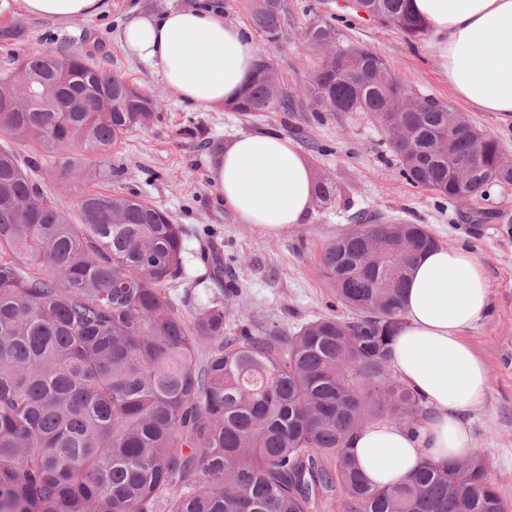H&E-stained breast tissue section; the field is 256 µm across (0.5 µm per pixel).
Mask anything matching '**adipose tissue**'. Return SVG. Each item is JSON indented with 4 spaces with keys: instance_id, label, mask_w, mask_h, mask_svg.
<instances>
[{
    "instance_id": "1",
    "label": "adipose tissue",
    "mask_w": 512,
    "mask_h": 512,
    "mask_svg": "<svg viewBox=\"0 0 512 512\" xmlns=\"http://www.w3.org/2000/svg\"><path fill=\"white\" fill-rule=\"evenodd\" d=\"M111 5L0 0V14L85 20ZM410 6L427 30L425 53L455 95L480 111L512 114V0H411ZM122 40L157 70L166 90L204 110L236 99L258 59L250 33L199 0L137 14ZM214 184L226 209L272 234L307 223L314 210L316 176L293 142L275 132L242 133L227 142ZM488 311L489 284L475 254L441 246L416 261L392 365L434 416L416 433L379 422L354 434L351 453L369 482L391 487L425 464L473 455L467 415L483 406L490 377L464 335Z\"/></svg>"
}]
</instances>
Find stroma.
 <instances>
[{"instance_id": "obj_1", "label": "stroma", "mask_w": 512, "mask_h": 512, "mask_svg": "<svg viewBox=\"0 0 512 512\" xmlns=\"http://www.w3.org/2000/svg\"><path fill=\"white\" fill-rule=\"evenodd\" d=\"M179 2L112 0L108 14L91 20L0 16V29L16 33L14 41L0 42V74L12 71L25 56L64 49L88 56L142 92L161 94L154 120L113 147L111 187L140 195L187 229L183 257L188 272L201 266L198 233L212 230L225 255L235 259L238 293L230 297L225 319L231 332L251 328L256 321L294 331L320 316L343 315L320 275L319 257L329 241L353 227L359 213L387 224H423L440 245L473 251L490 284V307L465 338L485 363L490 385L483 406L468 419L477 455L486 459L491 478L512 502V185L490 186L481 196L456 204L408 183L387 149L389 132L378 116L316 112L303 89L323 66L325 52L308 40L307 32L332 24L336 48L375 53L386 62L391 79L414 96L463 112L510 155L512 116L482 112L458 99L435 59L421 51V37H408L368 16L358 0H283L279 41L253 33L260 55L279 68L283 90L293 95V111L246 114L193 108L165 92L155 68L130 55L121 38L133 7L161 13ZM261 129L292 140L318 179L334 188L329 200L315 203L308 223L273 235L225 209L212 179L225 142Z\"/></svg>"}]
</instances>
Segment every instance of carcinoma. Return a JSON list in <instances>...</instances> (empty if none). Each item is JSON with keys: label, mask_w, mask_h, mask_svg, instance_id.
I'll return each mask as SVG.
<instances>
[{"label": "carcinoma", "mask_w": 512, "mask_h": 512, "mask_svg": "<svg viewBox=\"0 0 512 512\" xmlns=\"http://www.w3.org/2000/svg\"><path fill=\"white\" fill-rule=\"evenodd\" d=\"M409 36L424 31L410 0H366ZM281 0H256L251 23L282 32ZM309 41H335L316 26ZM366 53L344 75L323 67L305 89L323 112H372L410 124L389 151L411 184L465 203L512 184V158L474 125L442 150L447 106L417 100ZM281 77L257 65L233 112H291ZM160 96L76 53L44 52L0 79V512H512L480 457L427 465L407 482H367L354 432L390 415L416 430L422 397L390 372L414 260L437 246L421 224L369 217L330 241L321 272L346 317L288 332L224 334L226 294L183 312L170 288L224 277L212 240L187 281L186 230L136 194L83 187L112 179V146L148 125ZM77 191L78 223L32 177L41 163ZM389 238L388 281L357 268L372 232Z\"/></svg>", "instance_id": "obj_1"}]
</instances>
